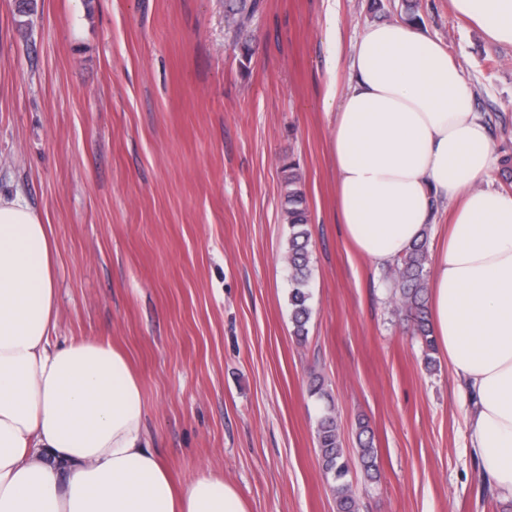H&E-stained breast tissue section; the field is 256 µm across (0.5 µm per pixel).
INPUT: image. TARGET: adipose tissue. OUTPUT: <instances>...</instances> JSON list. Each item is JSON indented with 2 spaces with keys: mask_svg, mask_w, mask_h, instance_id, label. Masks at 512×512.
Segmentation results:
<instances>
[{
  "mask_svg": "<svg viewBox=\"0 0 512 512\" xmlns=\"http://www.w3.org/2000/svg\"><path fill=\"white\" fill-rule=\"evenodd\" d=\"M512 46V0H451ZM336 100L344 234L387 266L433 230L430 321L467 406L480 482L512 504V193L491 188L488 124L437 36L372 23ZM55 249L21 192H0V512H250L223 476L179 483L147 445L140 380L95 338L52 344Z\"/></svg>",
  "mask_w": 512,
  "mask_h": 512,
  "instance_id": "ef3b65f1",
  "label": "adipose tissue"
}]
</instances>
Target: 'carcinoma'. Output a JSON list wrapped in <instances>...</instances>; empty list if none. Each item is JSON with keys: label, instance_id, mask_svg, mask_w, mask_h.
Listing matches in <instances>:
<instances>
[{"label": "carcinoma", "instance_id": "obj_1", "mask_svg": "<svg viewBox=\"0 0 512 512\" xmlns=\"http://www.w3.org/2000/svg\"><path fill=\"white\" fill-rule=\"evenodd\" d=\"M259 0H224V20L227 33L241 45L242 57L251 58L248 27L257 11ZM282 210L288 223V247L284 260L288 270V307L295 336L307 335L312 309L309 284L312 268L309 258L308 215L305 193L300 178L288 165L284 181ZM427 239L414 244L395 264L388 267L391 299L399 310L405 311L413 323V335L423 346V361L429 371L435 369L437 351L429 320ZM317 446L321 470L334 493L336 512H359V503L351 480L348 453L343 446L340 428L333 409L324 408L316 421ZM357 455L360 469L368 481L378 476L377 450L368 424L358 423Z\"/></svg>", "mask_w": 512, "mask_h": 512}]
</instances>
